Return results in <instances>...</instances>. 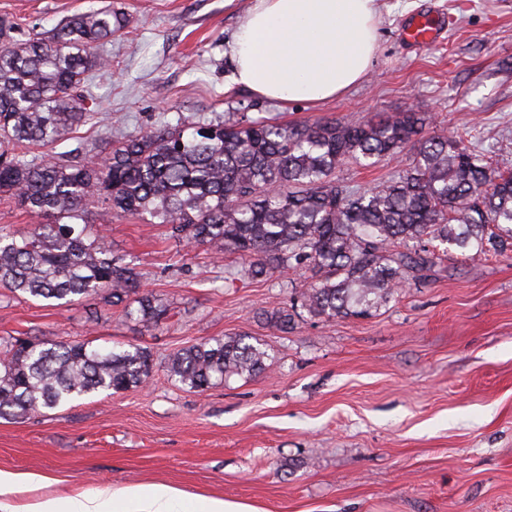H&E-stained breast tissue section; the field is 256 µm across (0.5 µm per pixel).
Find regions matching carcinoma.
Wrapping results in <instances>:
<instances>
[{"label": "carcinoma", "instance_id": "cac0c4a2", "mask_svg": "<svg viewBox=\"0 0 512 512\" xmlns=\"http://www.w3.org/2000/svg\"><path fill=\"white\" fill-rule=\"evenodd\" d=\"M128 24L119 9L76 14L19 42L0 19V193L41 217L0 233V286L73 303L102 294L149 327L163 315L140 294L135 264L112 255L88 221L101 206L118 218L166 226L171 237L238 255L251 279L304 267L311 282L290 307L266 315L288 329L299 306L327 319L365 317L423 281L437 245L512 252V172L492 167L461 135L424 136L430 116L383 113L360 122L282 124L242 114L222 122L160 124L70 159L57 145L93 114L76 89L107 64L97 49ZM405 157L389 180L356 188L336 178L347 161ZM260 341L229 336L170 354L169 376L204 391L266 369ZM151 353L85 342L0 338V418H22L103 391L142 386Z\"/></svg>", "mask_w": 512, "mask_h": 512}]
</instances>
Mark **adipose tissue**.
<instances>
[{
	"label": "adipose tissue",
	"instance_id": "obj_1",
	"mask_svg": "<svg viewBox=\"0 0 512 512\" xmlns=\"http://www.w3.org/2000/svg\"><path fill=\"white\" fill-rule=\"evenodd\" d=\"M376 0H255L229 45L233 80L276 101L317 104L368 76L377 50ZM23 512H259L245 503L200 499L165 484L43 499Z\"/></svg>",
	"mask_w": 512,
	"mask_h": 512
}]
</instances>
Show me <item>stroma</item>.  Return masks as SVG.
I'll return each instance as SVG.
<instances>
[{"label":"stroma","mask_w":512,"mask_h":512,"mask_svg":"<svg viewBox=\"0 0 512 512\" xmlns=\"http://www.w3.org/2000/svg\"><path fill=\"white\" fill-rule=\"evenodd\" d=\"M111 0H0L15 39L52 30ZM130 23L89 73L91 123L76 137L186 119L241 115L288 124L429 113L428 134L453 130L512 170V0H379L368 77L318 105L261 98L232 82L228 46L252 0H119ZM442 22L422 47L404 29ZM103 225L113 255L136 263L143 291L167 309L155 328L92 295L68 305L0 288V337L143 347L142 387L95 393L19 419L0 418V472L23 476L0 512L76 493L166 484L248 502L261 512H512V252L451 251L432 275L367 318L302 314L285 333L267 313L310 281L303 269L240 276L241 259L187 246L138 219ZM262 340L270 366L197 392L167 359L214 338Z\"/></svg>","instance_id":"1"}]
</instances>
